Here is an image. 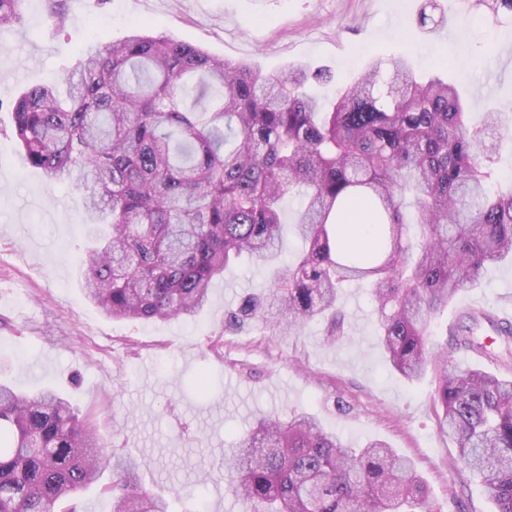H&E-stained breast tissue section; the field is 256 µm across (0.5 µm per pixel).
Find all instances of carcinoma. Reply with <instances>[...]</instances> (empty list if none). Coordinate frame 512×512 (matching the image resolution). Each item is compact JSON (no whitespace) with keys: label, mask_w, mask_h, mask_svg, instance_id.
<instances>
[{"label":"carcinoma","mask_w":512,"mask_h":512,"mask_svg":"<svg viewBox=\"0 0 512 512\" xmlns=\"http://www.w3.org/2000/svg\"><path fill=\"white\" fill-rule=\"evenodd\" d=\"M481 2L495 19L512 18V0ZM22 4L0 0V26L19 22ZM436 9L429 0L419 25L438 26ZM321 78L302 67L268 74L136 26L87 49L65 93L22 91L15 135L27 163L73 186L89 210L80 280L114 319L194 318L235 260H278L281 204L299 195L301 255L227 322L292 331L328 315L335 339L341 288L368 283L390 365L410 381L437 370L440 424L458 461L495 512H512V378L455 367L425 339L461 288L512 260V188H493L492 168L512 126L496 107L470 122L460 86L400 57L373 58L327 107L305 90ZM357 201L364 236L347 222ZM452 349L487 353L466 325ZM141 467L134 455H109L58 391L0 384V512H77L75 499L108 470L113 512H169ZM224 470L251 512H431L405 458L382 441L353 448L305 411L259 420Z\"/></svg>","instance_id":"cac0c4a2"}]
</instances>
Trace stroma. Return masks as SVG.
<instances>
[{"mask_svg":"<svg viewBox=\"0 0 512 512\" xmlns=\"http://www.w3.org/2000/svg\"><path fill=\"white\" fill-rule=\"evenodd\" d=\"M426 0H24L20 23L0 27V382L62 392L90 415L108 447L148 465L147 485L170 512H243L224 454L262 416L311 413L360 446L385 442L411 460L434 512H494L489 491L453 466L439 425L435 372L408 381L378 345L366 285L343 288L344 334L311 322L284 334L255 322L224 327V313L271 273L249 259L216 280L195 320H115L85 296L78 268L91 231L67 183L25 164L12 103L21 89L61 79L98 39L140 25L268 73L310 65L331 72L334 96L373 57L404 56L419 73L465 87L472 119L512 106V21L475 0H437L440 24L420 27ZM66 18L56 27L50 13ZM479 336L512 322V263L487 267L436 317L427 345L450 344L462 322Z\"/></svg>","mask_w":512,"mask_h":512,"instance_id":"35a3bbf8","label":"stroma"}]
</instances>
